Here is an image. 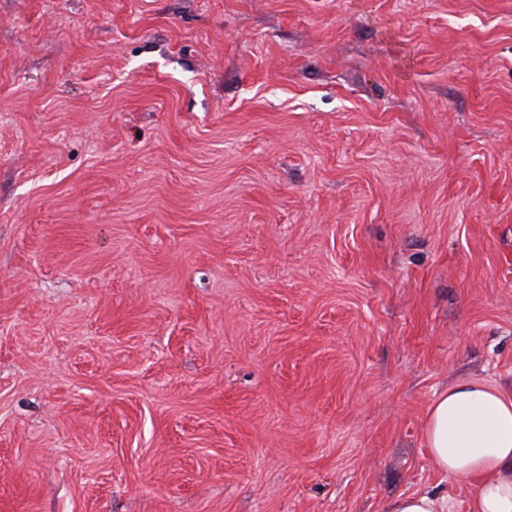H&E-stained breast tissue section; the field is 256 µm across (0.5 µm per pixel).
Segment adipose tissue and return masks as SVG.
Listing matches in <instances>:
<instances>
[{
	"label": "adipose tissue",
	"instance_id": "ef3b65f1",
	"mask_svg": "<svg viewBox=\"0 0 512 512\" xmlns=\"http://www.w3.org/2000/svg\"><path fill=\"white\" fill-rule=\"evenodd\" d=\"M423 441L435 467L473 489L467 512H512V392L471 377L429 407Z\"/></svg>",
	"mask_w": 512,
	"mask_h": 512
}]
</instances>
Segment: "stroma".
I'll return each instance as SVG.
<instances>
[{
	"label": "stroma",
	"instance_id": "obj_1",
	"mask_svg": "<svg viewBox=\"0 0 512 512\" xmlns=\"http://www.w3.org/2000/svg\"><path fill=\"white\" fill-rule=\"evenodd\" d=\"M512 389V0H0V512H384Z\"/></svg>",
	"mask_w": 512,
	"mask_h": 512
}]
</instances>
